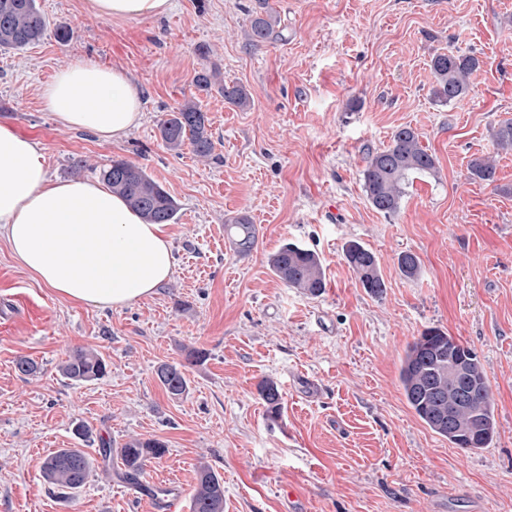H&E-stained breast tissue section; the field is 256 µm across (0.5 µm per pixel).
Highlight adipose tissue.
Returning <instances> with one entry per match:
<instances>
[{
  "mask_svg": "<svg viewBox=\"0 0 512 512\" xmlns=\"http://www.w3.org/2000/svg\"><path fill=\"white\" fill-rule=\"evenodd\" d=\"M170 0H88L96 18H151ZM66 127L118 140L141 119L124 72L85 61L59 68L42 88ZM0 238L45 287L66 299L119 309L155 293L173 273L164 225L149 224L96 180L50 181L41 144L0 124Z\"/></svg>",
  "mask_w": 512,
  "mask_h": 512,
  "instance_id": "ef3b65f1",
  "label": "adipose tissue"
}]
</instances>
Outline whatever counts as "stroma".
Returning a JSON list of instances; mask_svg holds the SVG:
<instances>
[{"instance_id": "stroma-1", "label": "stroma", "mask_w": 512, "mask_h": 512, "mask_svg": "<svg viewBox=\"0 0 512 512\" xmlns=\"http://www.w3.org/2000/svg\"><path fill=\"white\" fill-rule=\"evenodd\" d=\"M86 2L37 0L43 37L0 50V123L41 143L54 181L98 177L115 160L143 167L179 206L166 227L175 265L152 296L102 310L44 288L0 239V512H148L160 493L190 512L203 464L224 482V512H512V151L496 154L492 140L512 118V0H269L282 36L260 44L244 35L257 0H171L155 19H99ZM449 48L483 66L465 99L444 104L430 60ZM204 57L252 103L200 97L214 142L200 158L169 150L158 123L196 93ZM80 60L134 78L142 119L119 141L62 126L44 105L42 87ZM403 126L437 172L385 215L367 203L363 170ZM488 155L494 181L471 178ZM239 214L257 228L245 256L224 235ZM287 240L318 253L320 296L271 270ZM350 241L377 255L382 296L345 264ZM403 251L421 260L415 278L398 268ZM431 327L486 371L488 447H453L405 400L400 360ZM78 348L101 353L109 374L65 378L58 366ZM194 349L207 357L191 365ZM22 357L36 376L17 371ZM163 363L183 365L185 396L166 393ZM265 380L283 395L276 419L258 395ZM78 422L93 443L75 438ZM133 436L168 448L137 485L98 452ZM80 446L95 471L66 499L41 465Z\"/></svg>"}]
</instances>
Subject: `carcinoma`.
Wrapping results in <instances>:
<instances>
[{
  "instance_id": "obj_1",
  "label": "carcinoma",
  "mask_w": 512,
  "mask_h": 512,
  "mask_svg": "<svg viewBox=\"0 0 512 512\" xmlns=\"http://www.w3.org/2000/svg\"><path fill=\"white\" fill-rule=\"evenodd\" d=\"M259 10L250 20L246 37L251 43L265 42L278 36V18L268 6V0H258ZM46 21L37 7V0H0V50L21 49L39 41ZM481 69V60L472 53L450 49L431 58L432 94L440 102L450 103L465 98L471 88L470 77ZM193 84L206 94L217 91L234 107L251 106L250 96L238 84L221 78L218 69L206 64L195 72ZM159 134L166 146L177 151L188 144L198 157H207L214 150L208 128V117L196 97L184 99L159 123ZM494 145L512 151V119L501 122L493 131ZM436 162L419 141L411 127L398 128L390 143L369 155L363 171L366 199L373 209L385 215L396 213L410 180L416 175H433ZM496 166L488 158L471 162L470 175L482 181H494ZM101 177L129 206L146 221L168 224L174 220L176 200L146 171L131 162L115 160L101 171ZM233 237L230 243L239 253H249L257 241L255 225L245 216L230 221ZM343 260L357 274L364 290L381 295L386 284L379 271L375 253L358 242L343 248ZM398 265L404 276L416 277L420 272L419 257L403 251ZM274 274L291 288L310 296H318L326 288L325 276L318 254L299 244H283L270 260ZM470 361L478 382L448 378V350ZM62 374L74 382H90L108 373L106 359L91 349H76L60 366ZM156 376L166 392L180 397L188 383L182 365L163 364ZM399 382L408 406L434 433L448 439L456 447L470 451L487 447L493 439L494 406L487 374L474 349L439 328H427L409 343L401 358ZM261 400L269 412L279 414L283 396L273 381L258 387ZM167 452L164 442L153 438L132 437L119 450L125 478L140 484L148 463L162 458ZM93 471V462L81 448H60L50 453L42 463L44 479L64 493L83 488ZM191 512H224V483L208 466L197 471L191 500Z\"/></svg>"
}]
</instances>
